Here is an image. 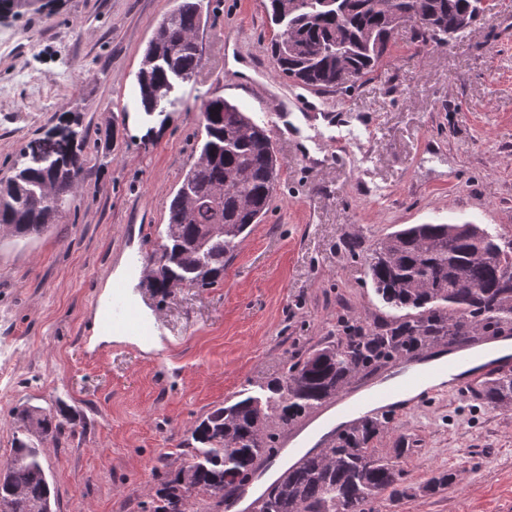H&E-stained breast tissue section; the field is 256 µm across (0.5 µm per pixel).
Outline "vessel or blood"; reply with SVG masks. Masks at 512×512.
<instances>
[{"label":"vessel or blood","instance_id":"b4317fda","mask_svg":"<svg viewBox=\"0 0 512 512\" xmlns=\"http://www.w3.org/2000/svg\"><path fill=\"white\" fill-rule=\"evenodd\" d=\"M97 326L107 334L130 336L137 341H159L161 328L157 319L148 317L131 301L123 284H114L111 294L97 298ZM512 370V357L498 355L494 341H487L477 347L459 346L449 351L448 361L433 365L425 358H403L398 360L384 379L370 384L358 385L337 397L336 402L344 418L358 421L370 416H384L389 412H408L416 401L412 392L426 389L428 394L459 392L478 385L491 375ZM446 377L447 382L436 385L434 375ZM324 426L319 442L328 444L334 439L328 409L316 407L307 418L296 427L285 432L279 445L287 450L291 459H300L305 442L301 435L314 423ZM279 456L270 461L260 462L257 471L250 479L224 496V512H258L261 500L254 494L255 484L268 472L270 464L279 463Z\"/></svg>","mask_w":512,"mask_h":512}]
</instances>
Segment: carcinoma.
Returning a JSON list of instances; mask_svg holds the SVG:
<instances>
[{
  "label": "carcinoma",
  "instance_id": "cac0c4a2",
  "mask_svg": "<svg viewBox=\"0 0 512 512\" xmlns=\"http://www.w3.org/2000/svg\"><path fill=\"white\" fill-rule=\"evenodd\" d=\"M481 0H268L267 13L291 37L271 42L278 74L319 91L347 81L336 65L341 51L353 79L382 64L394 37V15L410 20L424 44L463 33ZM202 0H175L155 29L137 74L143 107L186 82L202 66L197 33ZM204 139L199 157L183 175L170 201L166 235L151 254L154 287L208 288L224 276V265L260 223L278 180L279 168L266 130L221 96L203 101ZM73 150L60 165L12 163L13 175L0 181V224L21 238L40 234L55 222L84 169L86 135L70 130ZM376 293L409 319L383 331L354 333L308 350L283 377L267 385L270 395L227 403L197 421L196 445L186 461L168 469L155 491L152 512H190L193 501L230 491L253 474L269 451L274 429L286 428L314 405L330 400L353 373L379 359L411 356L446 338L454 341L491 325L512 322V241L500 243L477 224H412L377 243L368 258ZM483 399L512 407V375L489 379ZM11 456L0 469V512H39L51 503L42 465V441L62 432L68 417L60 410L20 406L11 413ZM380 421L358 425L289 467L262 498L260 512H366L373 498L395 503L434 495L457 474L437 471L426 482H406L403 448H374Z\"/></svg>",
  "mask_w": 512,
  "mask_h": 512
}]
</instances>
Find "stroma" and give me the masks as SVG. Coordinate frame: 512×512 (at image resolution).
<instances>
[{"label":"stroma","mask_w":512,"mask_h":512,"mask_svg":"<svg viewBox=\"0 0 512 512\" xmlns=\"http://www.w3.org/2000/svg\"><path fill=\"white\" fill-rule=\"evenodd\" d=\"M266 2L204 0V65L155 112L137 98V73L173 0H59L0 20V178L19 152L63 135L69 115L88 136L56 223L27 239L0 225V464L15 407L72 415L44 445L54 512H149L156 468L181 460L195 421L267 396L321 342L398 324L405 311L381 300L366 263L391 233L469 221L512 238V0L443 46L400 30L376 72L322 93L276 74L269 47L282 29ZM214 95L259 124L266 97L290 114V131L270 135L268 211L213 286L160 294L141 275L139 306L159 314L168 345L90 347L94 301L123 259L159 243ZM376 445L405 449L407 483L458 477L425 498L377 497L367 512H512V408L487 405L479 388L387 418Z\"/></svg>","instance_id":"1"}]
</instances>
